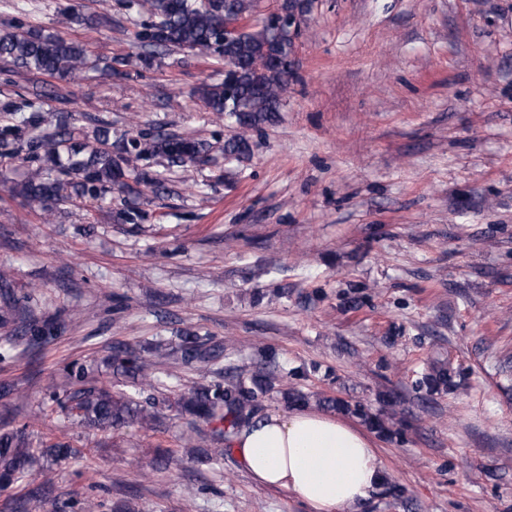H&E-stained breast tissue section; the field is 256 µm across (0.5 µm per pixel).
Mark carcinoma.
Instances as JSON below:
<instances>
[{
    "label": "carcinoma",
    "mask_w": 512,
    "mask_h": 512,
    "mask_svg": "<svg viewBox=\"0 0 512 512\" xmlns=\"http://www.w3.org/2000/svg\"><path fill=\"white\" fill-rule=\"evenodd\" d=\"M257 2L211 0L205 7L200 0H150L153 21L137 35L144 49L142 61L151 64L159 50L212 56L224 62L228 71L223 82L199 91L205 106L219 116L233 118L244 129L272 120L283 106L293 73L294 32L287 25L267 26L265 18L256 16ZM241 18L251 23L223 36L224 29ZM0 59L16 68L65 79L83 72L88 57L83 43L61 32L45 34L35 27H5L0 30ZM11 141L17 144L13 154L24 151L26 161L31 163L21 179L0 181L9 184L12 195L49 213L62 202L66 190L94 200L117 190L127 194L122 208L116 212L117 221L135 231L142 230L143 225L139 224L140 192L134 185L151 188L157 198L168 195L165 173L207 161L212 151L206 141L165 130H157L147 138L114 141L112 128L100 125L89 136L76 131L62 118L47 132L38 112H23L15 125L0 131V146ZM250 151L249 140L243 134L224 142L226 157L240 159ZM156 158L161 160L164 171L146 164ZM0 326L13 327L15 335L27 337L30 347L40 348L57 335L62 323L41 320L21 304L12 288L10 271L4 268L0 269ZM233 349L230 340L219 342L191 329L179 331L170 345L118 343L112 346V372L132 378L135 393L82 386L58 405L77 423L97 429L130 423L152 429L164 411L175 409L189 416L181 440L184 456L198 465H211L224 456V441L229 434L258 419L262 401L270 393H280L290 405L305 403L308 395L294 386L280 387L282 377L269 366L238 372L231 365L225 370L232 374L228 380L155 395L156 365L144 353L154 352L184 367L208 373L215 363L231 359ZM416 385L431 393H451L459 383L455 372L440 364L423 374ZM318 403L351 414L381 434L391 433L390 426L397 423L392 401L388 402V411L379 414L359 401L337 397L323 396ZM71 454L72 448L47 440L33 448L23 430L0 431V487L27 480L37 473L45 476L47 462Z\"/></svg>",
    "instance_id": "1"
}]
</instances>
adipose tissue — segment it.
Wrapping results in <instances>:
<instances>
[{
	"label": "adipose tissue",
	"mask_w": 512,
	"mask_h": 512,
	"mask_svg": "<svg viewBox=\"0 0 512 512\" xmlns=\"http://www.w3.org/2000/svg\"><path fill=\"white\" fill-rule=\"evenodd\" d=\"M229 446L255 483L290 493L309 512H357L382 481L371 438L313 410L269 413Z\"/></svg>",
	"instance_id": "ef3b65f1"
}]
</instances>
